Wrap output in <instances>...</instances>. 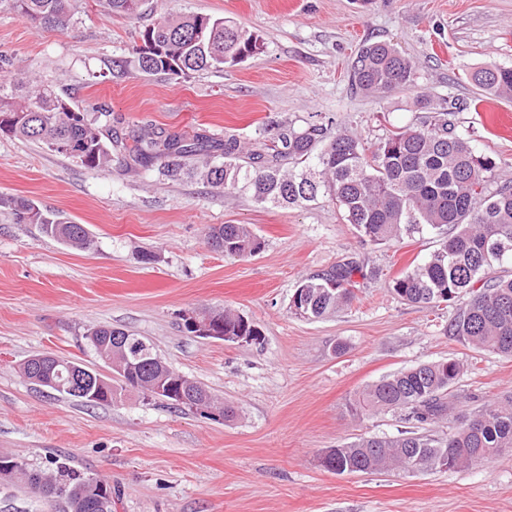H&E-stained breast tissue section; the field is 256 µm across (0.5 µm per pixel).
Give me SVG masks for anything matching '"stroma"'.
Wrapping results in <instances>:
<instances>
[{"mask_svg": "<svg viewBox=\"0 0 512 512\" xmlns=\"http://www.w3.org/2000/svg\"><path fill=\"white\" fill-rule=\"evenodd\" d=\"M141 19L79 0L67 28H42L0 6V55L52 82L106 137L131 142L153 124L186 136L243 138L274 121L332 122L374 146L416 124L421 98L455 103L453 121L493 157L492 183L512 180V99L479 101L469 71L512 67V0H147ZM221 16L255 34L260 54L186 78L128 71L143 25L169 14ZM393 44L416 64L415 88L371 98L349 66L367 42ZM0 195L28 199L85 225L81 251L19 224L0 208V455L29 467L48 456L107 478L113 512H512V452L464 470L337 475L318 462L336 445L405 429L400 413L361 418L350 401L366 385L424 362L453 358L451 388L470 413L512 393V357L474 348L445 328L457 303L399 300L394 277L436 249L434 235L364 241L336 204L263 205L190 174L132 170L113 150L91 170L45 145L0 133ZM246 224L261 251L227 258L210 226ZM154 254L146 263L142 253ZM356 257L378 268L348 306L318 320L289 299L305 279ZM229 308L256 322L259 343L184 333L182 313ZM112 325L147 338L172 369L235 406L228 421L130 393L89 406L25 379L31 355L53 354L110 374L86 333ZM62 502L0 479V512H63Z\"/></svg>", "mask_w": 512, "mask_h": 512, "instance_id": "1", "label": "stroma"}]
</instances>
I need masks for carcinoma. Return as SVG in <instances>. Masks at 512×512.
Returning <instances> with one entry per match:
<instances>
[{"mask_svg": "<svg viewBox=\"0 0 512 512\" xmlns=\"http://www.w3.org/2000/svg\"><path fill=\"white\" fill-rule=\"evenodd\" d=\"M10 9L34 24H66L77 0H3ZM143 0H103L110 13L134 18ZM141 44L131 59L119 64L146 75L187 76L193 72L237 64L261 52L257 36L231 20L191 13L163 17L144 28ZM352 86L382 97L414 85L413 61L387 42L362 46L350 63ZM483 98L512 96V67H483L472 74ZM22 78L0 79V132L38 141L50 150L78 159L90 169L111 161L112 151L96 121L74 109L49 85L33 91ZM443 106L419 123L387 134L372 152L362 138L328 126L271 123L256 132L251 147L238 135L224 133L216 142L196 134L192 140L161 128L145 126L122 149L140 166L159 163L158 173L175 178L196 170L207 183L228 190H244L260 203L303 206L328 195L345 221L365 240L386 244L403 236L432 231L438 248L391 282L392 291L414 304L461 302L448 321V335L475 348L512 356V276H491L489 270L512 260V180L490 188L487 174L496 161L479 153L466 135L448 119ZM12 209L19 224H37L42 233L80 250L93 246L87 229L36 203L0 196V207ZM211 245L224 256L241 258L261 250L263 242L247 224H219L209 230ZM377 271L355 258L336 262L295 289L289 310L318 319L354 298L357 279ZM213 315L226 336H251L260 342L259 327L231 311ZM87 338L99 357L118 367L120 379H103L92 404H114L132 389L152 397L159 382L171 385L174 405L192 408L212 393L199 382L184 379L157 362L153 346L144 338L112 326L88 330ZM67 359L46 360L39 385L54 388L61 381ZM455 359L422 363L386 376L364 388L350 405L357 416L399 411L408 422L435 424L451 416L456 426L440 439L415 430L394 437L367 436L319 456L325 470L344 474L406 469L405 459L434 469H461L487 463L512 449V395L485 404L473 416L459 415L448 402V390L464 375ZM0 472L20 474L27 488L66 504L67 512H112V484L77 468L70 460L52 459L44 470H29L11 455H0Z\"/></svg>", "mask_w": 512, "mask_h": 512, "instance_id": "carcinoma-1", "label": "carcinoma"}]
</instances>
